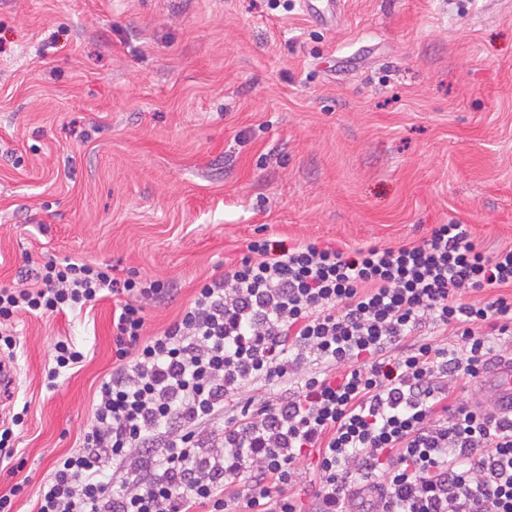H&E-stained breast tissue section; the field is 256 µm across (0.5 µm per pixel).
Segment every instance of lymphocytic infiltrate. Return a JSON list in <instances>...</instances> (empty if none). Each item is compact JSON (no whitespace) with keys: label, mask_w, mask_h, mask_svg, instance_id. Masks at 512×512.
I'll return each instance as SVG.
<instances>
[{"label":"lymphocytic infiltrate","mask_w":512,"mask_h":512,"mask_svg":"<svg viewBox=\"0 0 512 512\" xmlns=\"http://www.w3.org/2000/svg\"><path fill=\"white\" fill-rule=\"evenodd\" d=\"M108 294L115 363L34 512H299L306 477L310 512H512V414L452 401L512 337V245L486 253L462 224L353 250L252 239L158 334L145 305L169 282L51 259L0 288V351L19 315ZM428 323L454 343L421 338Z\"/></svg>","instance_id":"f902f5d3"}]
</instances>
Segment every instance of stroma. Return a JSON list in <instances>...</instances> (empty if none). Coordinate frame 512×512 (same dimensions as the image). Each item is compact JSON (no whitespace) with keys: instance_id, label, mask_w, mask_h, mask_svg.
Returning <instances> with one entry per match:
<instances>
[{"instance_id":"stroma-1","label":"stroma","mask_w":512,"mask_h":512,"mask_svg":"<svg viewBox=\"0 0 512 512\" xmlns=\"http://www.w3.org/2000/svg\"><path fill=\"white\" fill-rule=\"evenodd\" d=\"M466 225L512 244V0H0V288L50 258L173 282L157 333L267 236L342 248ZM107 297L19 316L30 488L112 369ZM85 353L47 388L58 337ZM304 11L321 21H335L341 0H302Z\"/></svg>"}]
</instances>
